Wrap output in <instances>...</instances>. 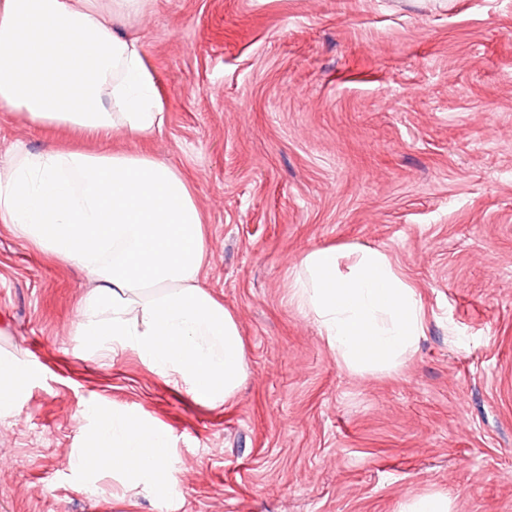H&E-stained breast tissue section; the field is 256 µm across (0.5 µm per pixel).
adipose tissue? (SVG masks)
<instances>
[{"mask_svg":"<svg viewBox=\"0 0 512 512\" xmlns=\"http://www.w3.org/2000/svg\"><path fill=\"white\" fill-rule=\"evenodd\" d=\"M140 7L0 0V110L101 137L161 130L156 79L122 30ZM0 223L94 282L79 326L98 354L129 348L201 401L234 396L244 348L233 314L199 284L203 222L178 168L141 153L25 152L0 166ZM301 268L299 303L348 369H394L423 336V305L382 251L313 249ZM82 416L98 431L97 447L71 461L86 481L107 465L135 487L168 480L167 434L107 408Z\"/></svg>","mask_w":512,"mask_h":512,"instance_id":"ef3b65f1","label":"adipose tissue"}]
</instances>
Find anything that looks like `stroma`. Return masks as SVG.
I'll use <instances>...</instances> for the list:
<instances>
[{
  "label": "stroma",
  "instance_id": "35a3bbf8",
  "mask_svg": "<svg viewBox=\"0 0 512 512\" xmlns=\"http://www.w3.org/2000/svg\"><path fill=\"white\" fill-rule=\"evenodd\" d=\"M161 132L109 140L0 112L14 150L145 152L186 172L200 284L248 365L198 401L78 329L81 267L0 224V353L28 374L0 410V512H512V0H146L129 24ZM370 246L426 311L416 349L355 373L295 297L303 255ZM168 433L176 494L69 467L82 410Z\"/></svg>",
  "mask_w": 512,
  "mask_h": 512
}]
</instances>
